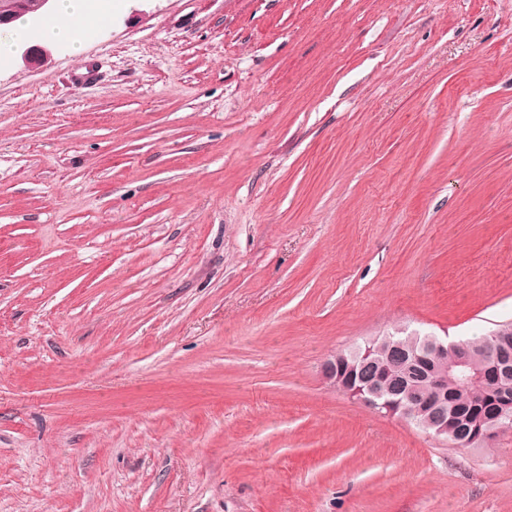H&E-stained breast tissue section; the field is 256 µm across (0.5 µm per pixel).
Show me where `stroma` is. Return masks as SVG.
<instances>
[{"label":"stroma","mask_w":512,"mask_h":512,"mask_svg":"<svg viewBox=\"0 0 512 512\" xmlns=\"http://www.w3.org/2000/svg\"><path fill=\"white\" fill-rule=\"evenodd\" d=\"M108 11L0 61V512H512L322 370L512 322V0Z\"/></svg>","instance_id":"35a3bbf8"}]
</instances>
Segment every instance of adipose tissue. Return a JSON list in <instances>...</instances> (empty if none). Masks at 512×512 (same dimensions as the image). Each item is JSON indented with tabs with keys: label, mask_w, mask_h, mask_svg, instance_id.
Returning <instances> with one entry per match:
<instances>
[{
	"label": "adipose tissue",
	"mask_w": 512,
	"mask_h": 512,
	"mask_svg": "<svg viewBox=\"0 0 512 512\" xmlns=\"http://www.w3.org/2000/svg\"><path fill=\"white\" fill-rule=\"evenodd\" d=\"M93 0H56L53 15L38 26L15 23L11 32L0 36V57L10 56L15 43L35 41L78 48L84 22L92 14Z\"/></svg>",
	"instance_id": "ef3b65f1"
}]
</instances>
